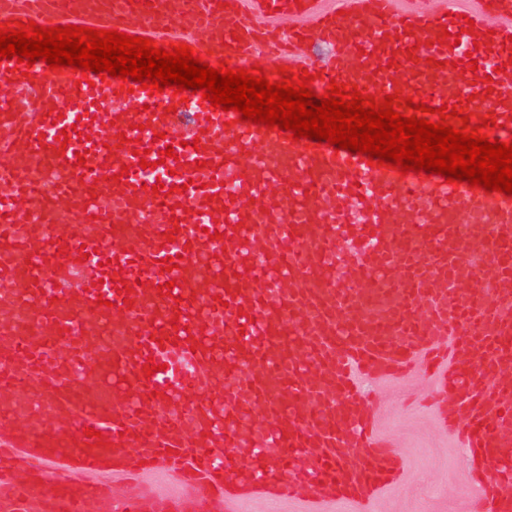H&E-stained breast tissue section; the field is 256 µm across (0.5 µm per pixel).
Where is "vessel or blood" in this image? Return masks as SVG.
I'll return each mask as SVG.
<instances>
[{
    "instance_id": "1",
    "label": "vessel or blood",
    "mask_w": 512,
    "mask_h": 512,
    "mask_svg": "<svg viewBox=\"0 0 512 512\" xmlns=\"http://www.w3.org/2000/svg\"><path fill=\"white\" fill-rule=\"evenodd\" d=\"M0 4L14 21L183 43L214 65L284 60L290 73L314 74L319 94L333 81L380 98L428 91L431 107L491 119L488 138H512L503 110L512 35L489 32L478 14L402 15L393 0H340L336 13L313 11L311 0H150L136 11L111 0L103 14L85 0H42L37 11ZM298 6L303 29L280 30ZM205 28L230 43L200 47ZM448 32L459 45L444 44ZM301 38L331 43L333 62L301 57ZM413 45L423 57L415 78L396 77L389 59ZM468 54L479 68L464 75L453 64ZM0 81L37 93L29 113L0 100V161L11 172L0 194V280L14 286L0 307V403L30 401L0 413V512H98L111 486L79 475L105 470L137 487L119 512H234L246 497H303L307 512H323L346 488L353 512H365L404 461L360 379L414 371L436 378L442 423L484 475L478 512H512V407L502 402L512 383L500 377L512 364L500 342L512 336V197L294 141L213 111L198 94H130L121 80L68 68L48 81L12 60L0 62ZM470 87L481 111L470 109ZM71 127L83 138L61 145ZM169 146L175 158L160 161ZM145 160L171 190L157 209ZM41 172L70 211H86L79 232L27 224L41 207L28 179ZM230 179L239 183L231 197ZM290 215L304 220L303 239H293ZM168 256L179 266L161 270ZM119 278L128 295L117 294ZM168 281L170 294L159 295ZM150 359L162 369L149 376ZM155 469L177 474L189 500L161 503L139 488Z\"/></svg>"
}]
</instances>
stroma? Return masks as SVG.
I'll return each instance as SVG.
<instances>
[{
  "mask_svg": "<svg viewBox=\"0 0 512 512\" xmlns=\"http://www.w3.org/2000/svg\"><path fill=\"white\" fill-rule=\"evenodd\" d=\"M435 382L421 372L396 381L365 380L363 388L383 434L407 460L401 481L369 512H472L476 472L424 399Z\"/></svg>",
  "mask_w": 512,
  "mask_h": 512,
  "instance_id": "stroma-1",
  "label": "stroma"
}]
</instances>
